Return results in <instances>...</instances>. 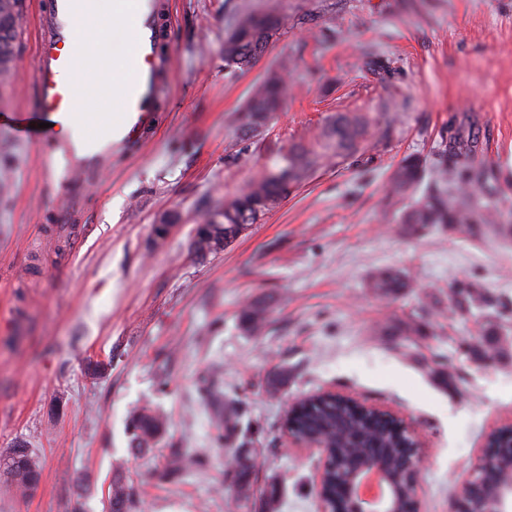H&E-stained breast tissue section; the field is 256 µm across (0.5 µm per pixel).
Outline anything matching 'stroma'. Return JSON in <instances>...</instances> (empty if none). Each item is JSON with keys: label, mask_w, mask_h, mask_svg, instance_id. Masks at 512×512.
Returning <instances> with one entry per match:
<instances>
[{"label": "stroma", "mask_w": 512, "mask_h": 512, "mask_svg": "<svg viewBox=\"0 0 512 512\" xmlns=\"http://www.w3.org/2000/svg\"><path fill=\"white\" fill-rule=\"evenodd\" d=\"M168 86L138 144L82 188L47 179L44 142L0 125V454L37 449L38 484L18 493L0 476V512H107L113 477L134 512H228V449H251L254 491L276 482L269 512H321L314 478L323 455L292 448L289 402L333 388L399 412L420 438V512H452L487 435L512 419V356L455 353L450 328L458 280L512 301V239L462 237L434 227L404 236L389 221L385 185L406 157L496 172V200L512 222V0H157ZM276 11L288 26L245 72L224 65V39L246 11ZM43 34L39 0H25L19 55L0 113L36 105ZM294 62L282 112L240 139L230 118L254 84ZM361 112L392 133L320 161L278 206L223 251L191 248L196 218L239 192L279 154L320 149L330 116ZM178 226L155 241L166 213ZM380 267L408 271L414 292L390 300L366 287ZM261 301V334L240 322ZM426 322L422 335L385 336L394 317ZM447 360L448 389L405 354ZM277 367L290 373L266 389ZM244 412L226 447L211 440L198 399L206 378ZM151 406L168 421L152 453L130 450L128 424ZM201 452L204 470L177 483L156 473L174 453Z\"/></svg>", "instance_id": "obj_1"}]
</instances>
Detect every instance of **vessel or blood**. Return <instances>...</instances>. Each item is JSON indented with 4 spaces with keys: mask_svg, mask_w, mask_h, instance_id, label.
Masks as SVG:
<instances>
[{
    "mask_svg": "<svg viewBox=\"0 0 512 512\" xmlns=\"http://www.w3.org/2000/svg\"><path fill=\"white\" fill-rule=\"evenodd\" d=\"M133 11L142 39L131 59L133 77L123 88V109L118 123L97 136L81 133L73 110L83 73L94 54L92 43L74 39L72 19L89 12L93 0H43L44 35L39 44L35 86L39 105L27 112H10L6 123L18 138L34 134L51 137L53 149L45 157V172L62 183L94 173L112 160L118 149L132 144L148 123L154 103L163 91L161 66L156 52L157 9L153 0H121Z\"/></svg>",
    "mask_w": 512,
    "mask_h": 512,
    "instance_id": "obj_1",
    "label": "vessel or blood"
}]
</instances>
